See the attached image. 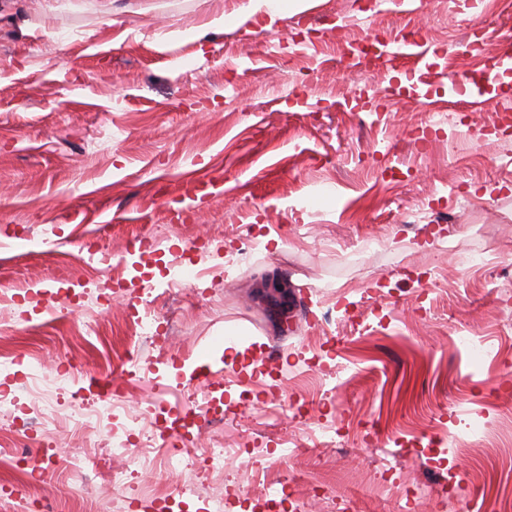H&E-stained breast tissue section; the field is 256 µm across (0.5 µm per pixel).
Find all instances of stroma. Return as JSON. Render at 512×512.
<instances>
[{"label": "stroma", "instance_id": "35a3bbf8", "mask_svg": "<svg viewBox=\"0 0 512 512\" xmlns=\"http://www.w3.org/2000/svg\"><path fill=\"white\" fill-rule=\"evenodd\" d=\"M416 29L423 59L345 71L352 45ZM477 30L483 55H458ZM509 47L512 0H281L274 17L249 0H0V243L29 239L0 259V316L32 328L0 340V393L26 419L42 354L59 408L87 373L149 425L157 402L186 409L205 366L224 419L195 412L201 437L260 452L193 472L190 497L171 499L158 468L115 494L93 470L68 475L98 451L67 428L32 440V485L0 472V512L30 487L49 512H244L273 481L303 506L318 489L317 512H430L445 497V512H512V277L468 263L512 265ZM455 80L480 103L463 125L444 109ZM200 180L217 195L170 222ZM75 212L114 261L109 303ZM250 231L262 247L226 266ZM151 235L160 246L144 248ZM179 254L208 272L149 305L172 334L139 340L142 282ZM269 274L287 308L258 297ZM329 303L344 313L326 326Z\"/></svg>", "mask_w": 512, "mask_h": 512}]
</instances>
